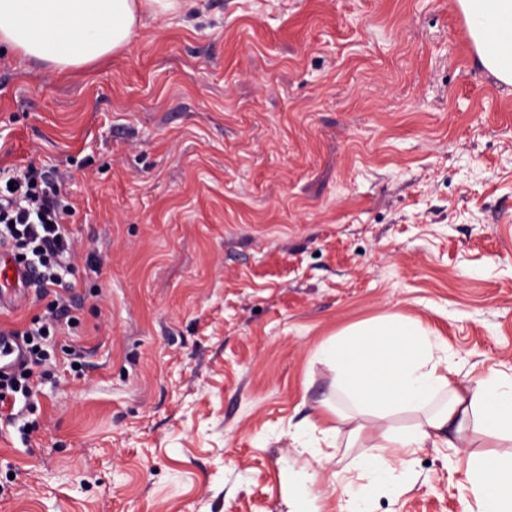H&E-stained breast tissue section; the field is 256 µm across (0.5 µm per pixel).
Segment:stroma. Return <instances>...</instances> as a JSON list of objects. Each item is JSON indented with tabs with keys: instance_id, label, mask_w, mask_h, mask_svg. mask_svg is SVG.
<instances>
[{
	"instance_id": "obj_1",
	"label": "stroma",
	"mask_w": 512,
	"mask_h": 512,
	"mask_svg": "<svg viewBox=\"0 0 512 512\" xmlns=\"http://www.w3.org/2000/svg\"><path fill=\"white\" fill-rule=\"evenodd\" d=\"M32 160L67 175L78 323L0 434V512H281L304 467L338 512L368 479L321 349L386 315L512 374V85L457 0H198L65 74L0 57V166ZM466 455L371 512H474Z\"/></svg>"
}]
</instances>
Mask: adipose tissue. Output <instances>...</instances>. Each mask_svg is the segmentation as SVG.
Masks as SVG:
<instances>
[{"label":"adipose tissue","instance_id":"ef3b65f1","mask_svg":"<svg viewBox=\"0 0 512 512\" xmlns=\"http://www.w3.org/2000/svg\"><path fill=\"white\" fill-rule=\"evenodd\" d=\"M479 64L512 84V0H457ZM196 0H0V52L58 71L90 65L128 48L144 19L175 16ZM336 393L353 412L382 418L418 413L398 431L356 423L350 443L368 438L359 469L394 475L416 449L465 448L477 512H512V454L477 453L486 439L512 441V375L491 369L454 382L448 346L422 323L393 314L337 334L322 351Z\"/></svg>","mask_w":512,"mask_h":512}]
</instances>
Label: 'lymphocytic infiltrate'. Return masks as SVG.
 <instances>
[{
  "label": "lymphocytic infiltrate",
  "instance_id": "f902f5d3",
  "mask_svg": "<svg viewBox=\"0 0 512 512\" xmlns=\"http://www.w3.org/2000/svg\"><path fill=\"white\" fill-rule=\"evenodd\" d=\"M63 182V173L33 163L21 170L0 167V247L33 269L40 296L52 298L44 315L20 332L28 354L12 376H0V408L31 397L36 381L50 378L44 344L69 315L67 299L52 293L74 255V240L63 222L70 211Z\"/></svg>",
  "mask_w": 512,
  "mask_h": 512
}]
</instances>
